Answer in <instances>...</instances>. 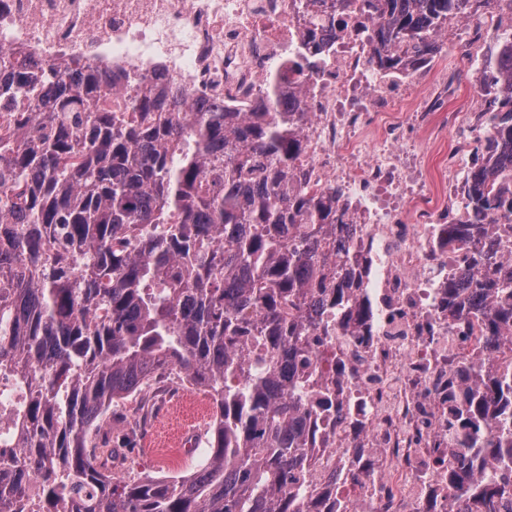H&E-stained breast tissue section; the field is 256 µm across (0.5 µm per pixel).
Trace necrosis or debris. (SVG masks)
<instances>
[{
    "mask_svg": "<svg viewBox=\"0 0 512 512\" xmlns=\"http://www.w3.org/2000/svg\"><path fill=\"white\" fill-rule=\"evenodd\" d=\"M373 27L336 0H0V79L77 61L112 85L104 105L116 112L144 89L182 113L202 101L253 112L267 93L296 94L302 184L335 189L351 301L370 311L344 329L322 315L331 330L299 367L312 405L335 401L309 420L317 438L300 482L323 491L322 512H449L472 368L512 374V336L486 347L481 321L448 307V280L476 247L448 227L477 221L464 206L465 162L493 128L477 121L484 85L449 111L453 72L425 91L427 65L380 70ZM441 38L472 70L488 44L512 39V24L453 15ZM447 131L455 147L436 183L428 144Z\"/></svg>",
    "mask_w": 512,
    "mask_h": 512,
    "instance_id": "obj_1",
    "label": "necrosis or debris"
}]
</instances>
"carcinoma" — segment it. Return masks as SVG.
<instances>
[{"instance_id": "carcinoma-1", "label": "carcinoma", "mask_w": 512, "mask_h": 512, "mask_svg": "<svg viewBox=\"0 0 512 512\" xmlns=\"http://www.w3.org/2000/svg\"><path fill=\"white\" fill-rule=\"evenodd\" d=\"M473 0H338L375 19L376 64L430 57L434 33ZM19 71L0 81L12 99L49 81L54 105L23 119L22 144L0 139V185L16 222L0 221V366L26 392L14 411L15 452H0V497L36 512H316L321 493L293 486L316 430L307 426L309 354L303 336L320 309L341 313L348 283L326 252L336 197L300 186L304 143L297 102L273 95L243 116L216 103L186 116L142 92L129 113L100 106L98 78ZM494 135L469 170L466 208L512 214V43L484 63ZM481 246L448 281V306L475 310L494 340L512 329V266L493 227L448 225ZM179 380L213 407L209 452L188 476L112 475L102 437L112 403ZM507 378L474 383L462 419L477 425ZM459 443L460 477L489 456L512 469V425ZM454 512L512 502V482L448 480Z\"/></svg>"}]
</instances>
